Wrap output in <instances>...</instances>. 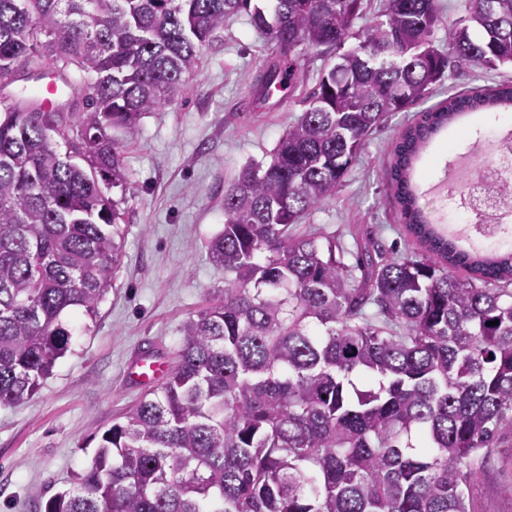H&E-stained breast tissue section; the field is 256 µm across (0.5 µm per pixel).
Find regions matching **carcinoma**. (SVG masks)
<instances>
[{
    "label": "carcinoma",
    "instance_id": "carcinoma-1",
    "mask_svg": "<svg viewBox=\"0 0 512 512\" xmlns=\"http://www.w3.org/2000/svg\"><path fill=\"white\" fill-rule=\"evenodd\" d=\"M270 2L0 0V79L48 53L76 68L91 106L74 134L61 112L0 113L4 406L38 391L70 348L67 315L95 318L112 285L127 182L108 130L132 136L174 98L229 15L277 47L262 96L291 85L298 47L338 52L270 159L224 191L209 248L224 292L188 318L174 370L44 512H473V477L512 438V254L461 249L413 182L448 123L512 108L511 83L450 95L402 132L390 188L420 254L378 245L349 264L336 236L296 230L372 131L426 102L448 69L512 67V0H469L446 53L431 39L437 0H382L361 30L366 0Z\"/></svg>",
    "mask_w": 512,
    "mask_h": 512
}]
</instances>
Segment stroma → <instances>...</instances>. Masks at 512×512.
<instances>
[{"mask_svg": "<svg viewBox=\"0 0 512 512\" xmlns=\"http://www.w3.org/2000/svg\"><path fill=\"white\" fill-rule=\"evenodd\" d=\"M274 43L246 15L227 19L217 40L203 46L182 92L146 113L136 135L116 132L127 191L123 249L112 286L96 319L72 315L70 349L30 400L0 406V512H43L46 500L71 490L91 465L104 430L139 403L149 388L129 373L144 354L174 368L181 329L224 288V269L208 256L224 227V191L250 162L268 160L302 113L324 66L320 55L301 60L291 92L251 96L263 71L277 62ZM512 81V68L448 70L434 95L492 88ZM417 108L399 112L374 131L335 195L302 221L341 238L348 247L376 240L400 254L417 252L399 221L388 163ZM512 130V112L478 111L442 129L418 159L413 179L439 182L445 167L471 158L486 162L493 143ZM427 219L458 234L464 218L450 192L419 199ZM474 512H512V441L497 450L471 485Z\"/></svg>", "mask_w": 512, "mask_h": 512, "instance_id": "stroma-1", "label": "stroma"}]
</instances>
